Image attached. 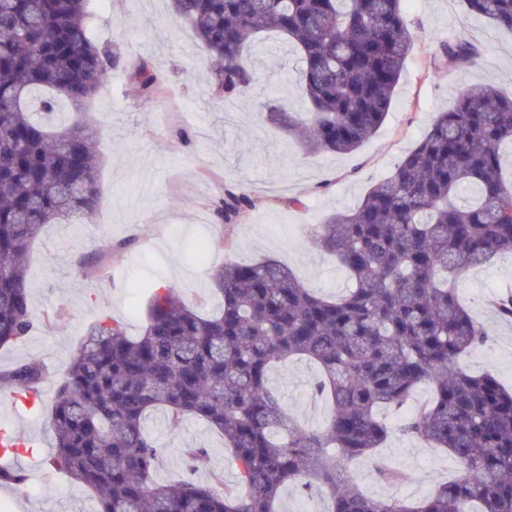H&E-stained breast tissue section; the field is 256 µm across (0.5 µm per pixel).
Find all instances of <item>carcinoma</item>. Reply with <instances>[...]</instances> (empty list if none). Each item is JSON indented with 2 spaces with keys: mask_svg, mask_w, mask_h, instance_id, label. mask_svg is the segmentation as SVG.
Wrapping results in <instances>:
<instances>
[{
  "mask_svg": "<svg viewBox=\"0 0 512 512\" xmlns=\"http://www.w3.org/2000/svg\"><path fill=\"white\" fill-rule=\"evenodd\" d=\"M402 0H173L209 55L218 108L246 96L258 35L274 32L302 63L305 112L265 104L268 120L313 150L352 153L389 112L414 46ZM512 35V0H463ZM93 0H0V348L28 335L34 314L29 253L46 224L89 221L98 205L100 155L85 110L112 67L91 36ZM442 55L479 56L450 38ZM155 90L157 73L135 71ZM75 116L52 125L57 104ZM512 143V97L491 85L465 88L393 175L352 211L313 230L353 286L336 298L304 287L274 260L226 263L212 276L221 311L202 316L169 286L145 287L146 323L131 338L103 316L87 331L57 384L54 452L46 458L88 487L97 512H278L289 484L317 485L329 512H512V389L461 362L490 329L452 286L497 253H512V180L501 146ZM252 206L227 193L229 223ZM512 322V292L494 302ZM303 358L319 371L314 393L331 403L325 429L297 427L270 387L277 362ZM43 364L24 362L0 382L34 392ZM422 384L429 404L400 430L448 450L462 472L418 502L371 499L345 478L348 462L389 438L382 409L411 405ZM164 410L174 423L205 422L238 464L239 492L192 479L159 484V448L143 422ZM26 474L0 464V485Z\"/></svg>",
  "mask_w": 512,
  "mask_h": 512,
  "instance_id": "1",
  "label": "carcinoma"
}]
</instances>
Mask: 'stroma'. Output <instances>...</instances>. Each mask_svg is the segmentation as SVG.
Listing matches in <instances>:
<instances>
[{
	"instance_id": "obj_1",
	"label": "stroma",
	"mask_w": 512,
	"mask_h": 512,
	"mask_svg": "<svg viewBox=\"0 0 512 512\" xmlns=\"http://www.w3.org/2000/svg\"><path fill=\"white\" fill-rule=\"evenodd\" d=\"M404 18L415 46L384 123L356 152L335 155L302 151L268 121L263 105L272 97L291 110L307 109L296 90L301 65L275 35L265 36L249 56L258 82L246 97L218 109L211 100L207 52L176 18L170 0H106L93 38L117 61L87 108L99 133L101 199L90 223L48 225L31 249L36 323L28 336L0 348V371L41 362L48 370L42 384L48 396L40 407L18 414L13 391L0 390V428L16 429L38 445L37 454L17 460L26 482L0 486V512H91L95 506L81 484L42 465L54 442L49 395L100 314L122 324L127 335L140 334L144 302L134 284L174 287L209 315L219 307L210 291L214 269L272 259L287 264L307 287L339 294L348 280L335 257L313 242L312 225L355 209L374 183L393 173L437 113L455 107L462 89L491 83L512 97V42L486 18L467 14L460 0H404ZM450 37L475 46L478 63L461 67L440 56V41ZM141 65L162 77L160 91L147 96L135 88L131 76ZM228 192L253 200L232 224L217 215ZM292 198L303 199L304 207H290ZM216 237L223 238V247L213 246L206 263L195 262L194 247ZM509 287L507 255L456 283L472 316L492 329L490 346L473 351L465 368L494 374L511 388L512 323L499 320L489 303ZM315 373L307 362L294 360L276 366L270 377L296 423L309 430L323 429L329 416L327 403L310 396ZM147 429L162 450L157 482L219 478L223 489L237 488L232 455L202 422L171 424L157 413ZM377 454L402 473L399 483L381 482L372 459L347 465L352 483L376 499L418 501L459 474L454 457L398 432Z\"/></svg>"
}]
</instances>
